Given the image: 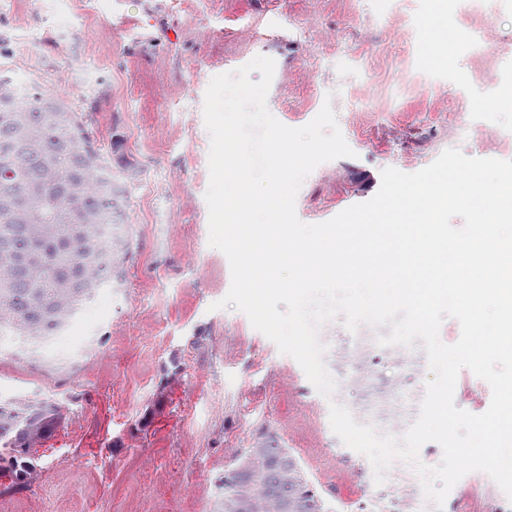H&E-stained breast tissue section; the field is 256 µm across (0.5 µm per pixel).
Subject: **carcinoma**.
Listing matches in <instances>:
<instances>
[{"instance_id":"obj_1","label":"carcinoma","mask_w":512,"mask_h":512,"mask_svg":"<svg viewBox=\"0 0 512 512\" xmlns=\"http://www.w3.org/2000/svg\"><path fill=\"white\" fill-rule=\"evenodd\" d=\"M129 185L95 148L82 116L60 98L0 74V337L39 341L61 329L102 288L123 281L124 230L105 235ZM49 403L0 404V447L26 454L49 434ZM263 467L248 449L224 476V512L256 493L323 512L299 462L273 444Z\"/></svg>"}]
</instances>
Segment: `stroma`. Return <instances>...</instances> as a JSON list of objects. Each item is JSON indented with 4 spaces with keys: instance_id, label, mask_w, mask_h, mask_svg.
<instances>
[{
    "instance_id": "1",
    "label": "stroma",
    "mask_w": 512,
    "mask_h": 512,
    "mask_svg": "<svg viewBox=\"0 0 512 512\" xmlns=\"http://www.w3.org/2000/svg\"><path fill=\"white\" fill-rule=\"evenodd\" d=\"M435 19L433 0H0V72L63 94L113 172H131V249L121 286L99 290L40 341L0 340V401L55 403L51 435L15 480L0 461V512H224V476L237 453L275 437L297 458L327 512H489L505 494L485 473L465 475L442 510L394 462L375 484L371 462L330 426L338 402L361 423L380 415L410 426L431 374L418 348L378 345L369 326L325 324L324 363L337 382L319 394L291 356L241 311L215 309L231 286L226 255L208 244L210 137L203 101L211 79L255 56L274 59L271 114L289 127L331 104L354 157L319 165L295 203L306 224L372 198L381 171L406 173L446 149L512 161V0H484L500 66L496 81L459 38V0ZM410 36L394 43L393 18ZM438 30L448 64L422 57ZM409 57L424 92L367 117L354 92L390 79ZM469 122V136L458 134ZM455 405L474 414L489 384L462 369Z\"/></svg>"
}]
</instances>
